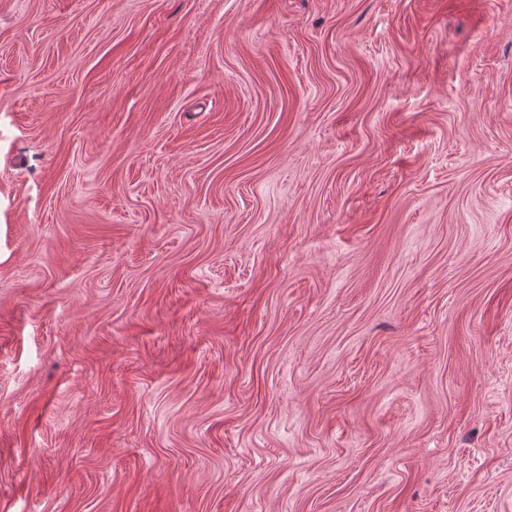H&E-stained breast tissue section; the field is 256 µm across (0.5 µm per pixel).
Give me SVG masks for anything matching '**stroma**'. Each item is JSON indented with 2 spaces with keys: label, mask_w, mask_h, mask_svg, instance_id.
Masks as SVG:
<instances>
[{
  "label": "stroma",
  "mask_w": 512,
  "mask_h": 512,
  "mask_svg": "<svg viewBox=\"0 0 512 512\" xmlns=\"http://www.w3.org/2000/svg\"><path fill=\"white\" fill-rule=\"evenodd\" d=\"M0 512H512V0H0Z\"/></svg>",
  "instance_id": "35a3bbf8"
}]
</instances>
